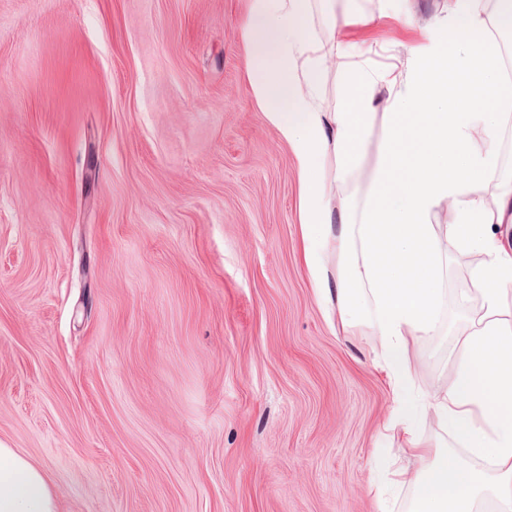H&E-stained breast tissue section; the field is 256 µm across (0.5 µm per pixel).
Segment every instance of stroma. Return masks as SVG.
<instances>
[{"label": "stroma", "mask_w": 512, "mask_h": 512, "mask_svg": "<svg viewBox=\"0 0 512 512\" xmlns=\"http://www.w3.org/2000/svg\"><path fill=\"white\" fill-rule=\"evenodd\" d=\"M448 0H336L350 39L425 47ZM250 0H0V441L63 512H408L377 503L396 401L303 259L293 155L245 90ZM380 25L366 26L378 11ZM449 253L447 381L478 301Z\"/></svg>", "instance_id": "35a3bbf8"}]
</instances>
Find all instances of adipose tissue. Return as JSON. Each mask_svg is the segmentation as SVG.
Wrapping results in <instances>:
<instances>
[{
    "label": "adipose tissue",
    "mask_w": 512,
    "mask_h": 512,
    "mask_svg": "<svg viewBox=\"0 0 512 512\" xmlns=\"http://www.w3.org/2000/svg\"><path fill=\"white\" fill-rule=\"evenodd\" d=\"M311 4L251 0L240 29L247 92L292 149L316 294L336 308L342 330L371 332L396 393L386 427L401 431L416 466L392 469V448L376 449V466L413 488L410 512H477L489 496L498 512H512V298L504 290L512 245L491 231L512 224L500 152L512 128V71L497 41L512 31V0H448L456 50L436 44L383 72L351 62L346 13H331L320 29ZM334 58L345 61L348 111L323 105ZM442 210L449 223H435ZM452 250L480 256L472 275L480 305L450 382L429 401L415 387L408 354L439 331L443 258ZM427 414L450 444L416 433ZM0 512H59L47 473L1 441Z\"/></svg>",
    "instance_id": "1"
}]
</instances>
